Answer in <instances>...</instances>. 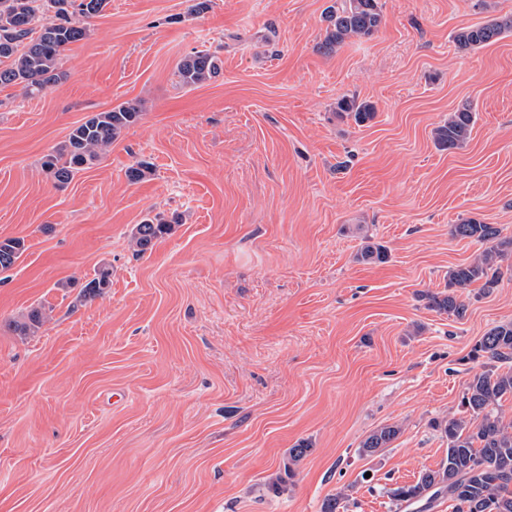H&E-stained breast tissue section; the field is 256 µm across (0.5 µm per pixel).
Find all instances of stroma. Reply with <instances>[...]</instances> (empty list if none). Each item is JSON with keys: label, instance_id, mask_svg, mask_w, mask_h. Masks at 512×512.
Wrapping results in <instances>:
<instances>
[{"label": "stroma", "instance_id": "obj_1", "mask_svg": "<svg viewBox=\"0 0 512 512\" xmlns=\"http://www.w3.org/2000/svg\"><path fill=\"white\" fill-rule=\"evenodd\" d=\"M333 3L109 0L58 84L0 86V238L26 245L0 272V512H452L392 493L445 460L436 423L485 369L470 352L512 321L511 257L490 293L463 292V318L426 299L485 249L451 225L512 237V32L455 40L512 0H380L379 31L327 55ZM202 49L219 75L180 86ZM345 97L375 118L338 117ZM127 101L139 122L54 186L43 155ZM464 107L469 140L438 149ZM157 214L172 231L137 253ZM369 243L384 261H359ZM104 268L110 288L79 301ZM387 425L397 438L362 454ZM474 124L473 113L467 108L450 112L448 120L434 130V141L441 150H454L470 138Z\"/></svg>", "mask_w": 512, "mask_h": 512}]
</instances>
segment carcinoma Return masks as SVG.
I'll return each instance as SVG.
<instances>
[{"mask_svg": "<svg viewBox=\"0 0 512 512\" xmlns=\"http://www.w3.org/2000/svg\"><path fill=\"white\" fill-rule=\"evenodd\" d=\"M107 0H0V86L20 84L29 95H37L56 84L62 77L61 55L65 48L84 39V20L100 14ZM328 22L321 49L331 54L352 38L369 37L381 26L383 15L379 0H336L327 8ZM512 30V19H493L467 28L456 35L460 48L481 47L497 41ZM221 70L219 57L207 50L194 51L181 59L176 76L184 87H194L216 77ZM338 114L357 123H366L375 115V107L355 98L337 103ZM141 108L121 103L110 110L97 112L75 127L68 137L42 157L41 167L57 185L70 183L75 176L100 160L124 130L141 118ZM473 113L467 108L448 113V120L434 130V141L441 150H454L470 138ZM172 224L157 214L147 217L132 229L137 252L144 253L154 241L169 234ZM459 239L491 244L483 255L448 271V287L465 290L475 283L489 290L496 286L500 263L512 255V237L501 236L493 224L474 219L451 226ZM25 251L21 238L0 239V271L11 268ZM110 287V274L101 270L85 285L83 298L95 297ZM429 307L461 317L465 304L456 294H428ZM42 311L32 309L26 321L15 326L21 333L37 330ZM472 357L493 362L512 363V321L490 329L475 344ZM512 398V369L498 372L485 370L473 377L462 393L461 406L471 416L436 422L448 440L446 460L437 470L422 473L412 485L393 491L401 503L423 497L433 501L446 495L455 502V512H512V429L493 413V406ZM399 429L386 426L371 434L362 444V452L372 454L397 438Z\"/></svg>", "mask_w": 512, "mask_h": 512, "instance_id": "obj_1", "label": "carcinoma"}]
</instances>
